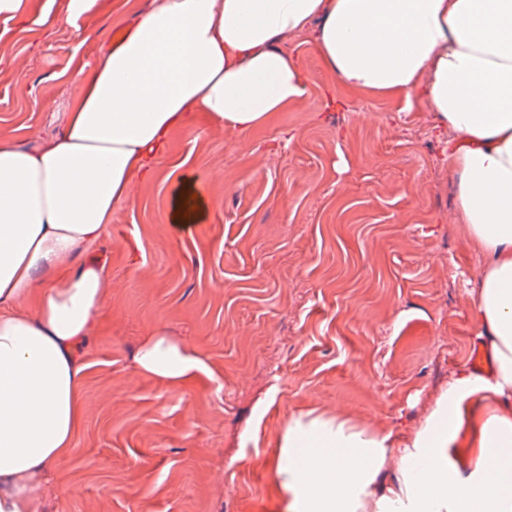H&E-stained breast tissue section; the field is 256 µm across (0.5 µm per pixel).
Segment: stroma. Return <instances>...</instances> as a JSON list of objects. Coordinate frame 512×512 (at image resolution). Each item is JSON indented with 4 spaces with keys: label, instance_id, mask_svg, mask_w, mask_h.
Listing matches in <instances>:
<instances>
[{
    "label": "stroma",
    "instance_id": "obj_1",
    "mask_svg": "<svg viewBox=\"0 0 512 512\" xmlns=\"http://www.w3.org/2000/svg\"><path fill=\"white\" fill-rule=\"evenodd\" d=\"M148 3L0 14V142L57 138L81 69ZM292 50L306 110L244 140L198 114L94 246L112 305L84 348L85 418L49 512H284L274 468L293 414L390 431L400 448L470 364L482 262L453 221L447 131L336 89L306 39ZM193 185L212 202L202 223H171ZM155 331L200 361L181 388L136 368Z\"/></svg>",
    "mask_w": 512,
    "mask_h": 512
}]
</instances>
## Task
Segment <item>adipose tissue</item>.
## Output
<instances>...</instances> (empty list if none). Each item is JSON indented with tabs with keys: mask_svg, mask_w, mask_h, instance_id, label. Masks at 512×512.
I'll list each match as a JSON object with an SVG mask.
<instances>
[{
	"mask_svg": "<svg viewBox=\"0 0 512 512\" xmlns=\"http://www.w3.org/2000/svg\"><path fill=\"white\" fill-rule=\"evenodd\" d=\"M303 35L343 90L404 100L447 127L494 370L460 369L396 454L392 434L291 416L275 466L288 512H512V0H151L122 44L101 46L55 140L1 143L0 512H44L74 450L83 347L111 303L108 265L84 251L197 113L243 137L305 108L288 49ZM137 364L177 385L198 360L156 333ZM466 426L462 470L452 448Z\"/></svg>",
	"mask_w": 512,
	"mask_h": 512,
	"instance_id": "1",
	"label": "adipose tissue"
}]
</instances>
